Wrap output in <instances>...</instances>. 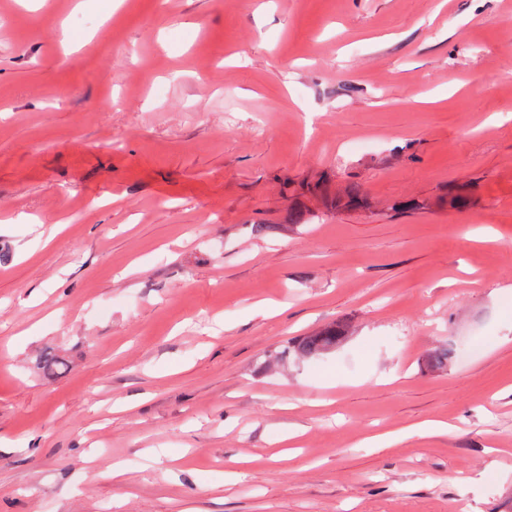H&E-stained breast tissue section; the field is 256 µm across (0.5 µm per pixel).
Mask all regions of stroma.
<instances>
[{
    "mask_svg": "<svg viewBox=\"0 0 512 512\" xmlns=\"http://www.w3.org/2000/svg\"><path fill=\"white\" fill-rule=\"evenodd\" d=\"M510 47L512 0H0V512H512ZM345 336L340 327L326 328L314 335L305 336L292 345L295 354L311 357L332 350Z\"/></svg>",
    "mask_w": 512,
    "mask_h": 512,
    "instance_id": "obj_1",
    "label": "stroma"
}]
</instances>
